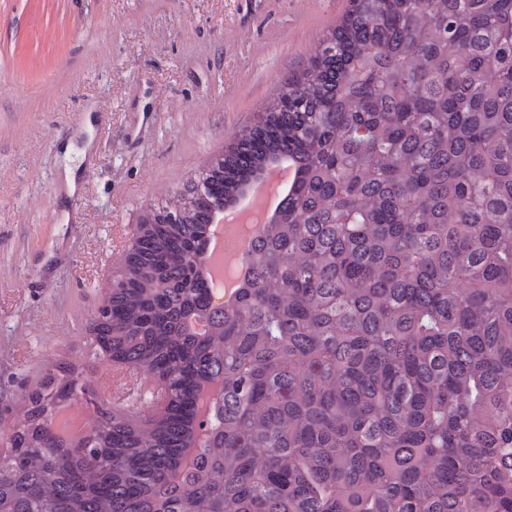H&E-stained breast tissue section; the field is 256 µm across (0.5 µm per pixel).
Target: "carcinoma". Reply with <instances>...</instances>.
<instances>
[{"label":"carcinoma","mask_w":512,"mask_h":512,"mask_svg":"<svg viewBox=\"0 0 512 512\" xmlns=\"http://www.w3.org/2000/svg\"><path fill=\"white\" fill-rule=\"evenodd\" d=\"M283 159L297 178L215 307L213 202ZM102 305L94 354L161 399L66 434L95 391L48 372L0 512H512V0H350L268 112L141 217ZM93 406L83 402H73L57 418L69 420L72 424L86 428L93 418Z\"/></svg>","instance_id":"1"}]
</instances>
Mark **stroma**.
<instances>
[{
  "instance_id": "stroma-1",
  "label": "stroma",
  "mask_w": 512,
  "mask_h": 512,
  "mask_svg": "<svg viewBox=\"0 0 512 512\" xmlns=\"http://www.w3.org/2000/svg\"><path fill=\"white\" fill-rule=\"evenodd\" d=\"M349 0H0V428L86 326L144 212L266 112ZM87 149L76 188L62 147Z\"/></svg>"
}]
</instances>
